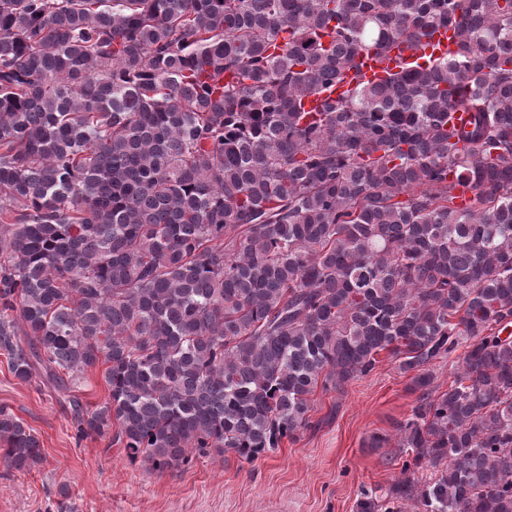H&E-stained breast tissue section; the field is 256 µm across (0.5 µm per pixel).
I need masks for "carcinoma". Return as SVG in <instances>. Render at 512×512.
<instances>
[{
  "label": "carcinoma",
  "mask_w": 512,
  "mask_h": 512,
  "mask_svg": "<svg viewBox=\"0 0 512 512\" xmlns=\"http://www.w3.org/2000/svg\"><path fill=\"white\" fill-rule=\"evenodd\" d=\"M448 25L455 55L358 79ZM511 323L512 0H0V352L61 390L106 366L79 436L252 461L386 350L421 395L357 512H512ZM0 438L40 461L4 409ZM461 351L456 352L447 359L437 360L431 365L430 369L435 376V386H439V392L448 389V385L452 382L457 372L458 356Z\"/></svg>",
  "instance_id": "carcinoma-1"
}]
</instances>
